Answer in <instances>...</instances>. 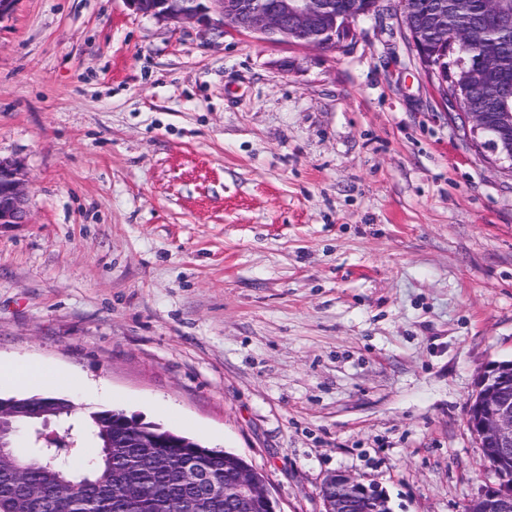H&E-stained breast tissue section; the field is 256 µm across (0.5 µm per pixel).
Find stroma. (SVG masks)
Segmentation results:
<instances>
[{
    "instance_id": "35a3bbf8",
    "label": "stroma",
    "mask_w": 512,
    "mask_h": 512,
    "mask_svg": "<svg viewBox=\"0 0 512 512\" xmlns=\"http://www.w3.org/2000/svg\"><path fill=\"white\" fill-rule=\"evenodd\" d=\"M347 52L218 37L126 0L0 20V359L239 454L281 512L343 471L392 512L497 478L466 406L512 360V176L385 0ZM2 190V191H1ZM27 198L21 167L0 161V226L28 223Z\"/></svg>"
}]
</instances>
